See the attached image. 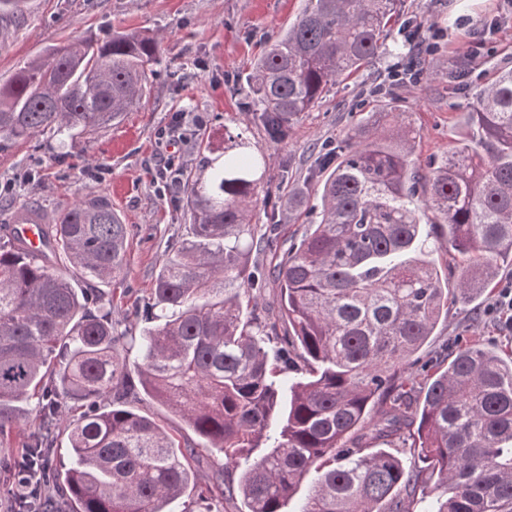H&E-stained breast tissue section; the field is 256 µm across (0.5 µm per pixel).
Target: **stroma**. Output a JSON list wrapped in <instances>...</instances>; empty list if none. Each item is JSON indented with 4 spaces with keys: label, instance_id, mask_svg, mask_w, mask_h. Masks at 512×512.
Segmentation results:
<instances>
[{
    "label": "stroma",
    "instance_id": "stroma-1",
    "mask_svg": "<svg viewBox=\"0 0 512 512\" xmlns=\"http://www.w3.org/2000/svg\"><path fill=\"white\" fill-rule=\"evenodd\" d=\"M304 5L305 0H26L23 17L0 20V84L54 46L75 39L103 41L115 32L158 36L162 62L138 109L78 135L75 147H61L58 137L44 134L0 151V224L11 223L32 200L52 217L78 198L109 196L128 226V264L108 289L115 319L137 335L145 323L135 311L147 301L168 246L186 238L190 223L183 185H168L162 175V160L170 151L180 154L186 176L201 168L200 143L206 137L220 145L225 134L242 135L255 153L268 158L252 221L272 243L249 259L267 271L312 221L306 206L289 208V198L314 196L321 164L337 151L348 128L392 99L397 110L410 113L418 132L414 159L427 165L454 145L464 130L467 106L492 73L512 69V0H403L392 30L399 54L381 55L358 75L329 86L282 139L273 140L246 78L266 39L286 29ZM494 21L498 33L477 55L463 57L461 47L473 31ZM409 27L419 40L437 47L422 54L419 76L394 82L391 67L409 58ZM175 124L184 138L171 148L159 134ZM494 293L490 286L477 304L449 305L430 343L405 363L406 375L423 380V366L434 364L452 336L512 350V337L500 335L485 314ZM31 432L21 427L0 444V512L14 508L8 495L15 480L13 462ZM224 464L218 450L203 449L173 512H195L213 472Z\"/></svg>",
    "mask_w": 512,
    "mask_h": 512
}]
</instances>
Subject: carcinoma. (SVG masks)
Returning a JSON list of instances; mask_svg holds the SVG:
<instances>
[{"mask_svg":"<svg viewBox=\"0 0 512 512\" xmlns=\"http://www.w3.org/2000/svg\"><path fill=\"white\" fill-rule=\"evenodd\" d=\"M400 2L308 0L253 65L271 139L387 49ZM159 62L156 38L137 32L52 49L0 86V151L109 124L141 104ZM468 114L472 133L424 168L415 130L392 107L345 133L312 205L316 223L273 269L282 333L259 313L253 293L266 282L248 265L264 244L252 207L268 162L240 137L187 177L189 232L164 254L139 337L118 330L112 297L97 288L127 265V225L109 198L79 199L50 221L26 206L48 251L0 236V437L38 423L25 454L47 476L41 486L57 484L75 507L42 492L17 512H168L202 448L249 462L236 481L216 470L210 488L248 512H283L312 471L295 512H512V356L453 343L420 392L402 372L448 300L475 303L512 263V70ZM436 224L460 257L453 272L430 259ZM62 257L69 278L56 272ZM299 371L309 377H288ZM140 388L200 442L182 447L133 409ZM67 402L84 411L63 425L61 449L51 426ZM372 403L379 419L367 432ZM405 435L442 494L418 496L421 471L384 449ZM60 451L70 461L62 478L52 468Z\"/></svg>","mask_w":512,"mask_h":512,"instance_id":"1","label":"carcinoma"}]
</instances>
